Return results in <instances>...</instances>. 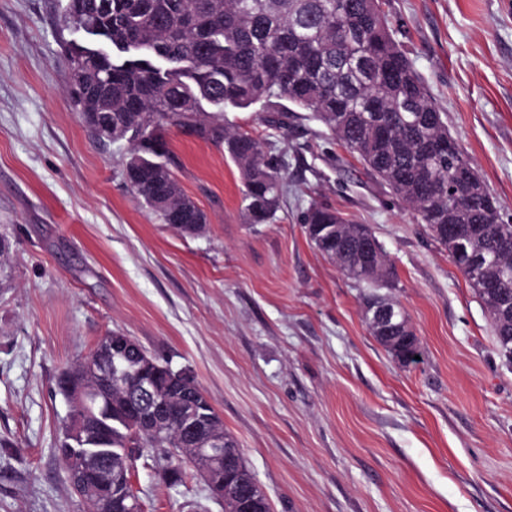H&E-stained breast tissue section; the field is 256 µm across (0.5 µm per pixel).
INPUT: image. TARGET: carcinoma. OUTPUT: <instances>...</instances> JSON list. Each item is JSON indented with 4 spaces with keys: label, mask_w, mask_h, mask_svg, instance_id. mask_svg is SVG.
<instances>
[{
    "label": "carcinoma",
    "mask_w": 512,
    "mask_h": 512,
    "mask_svg": "<svg viewBox=\"0 0 512 512\" xmlns=\"http://www.w3.org/2000/svg\"><path fill=\"white\" fill-rule=\"evenodd\" d=\"M65 21L102 41L98 47L71 41L65 50L69 96L96 138L125 140L142 163L125 171L138 202L181 234L195 233L206 214L181 189L169 167L164 129L199 127L224 146L243 185L246 222L272 220L286 192L281 168L247 132L198 120L207 104L214 112L273 107L288 100L308 112L368 171L412 210L416 222L454 258L456 240L465 238L479 253L484 272L467 280L492 319L495 343L512 364V224L460 147L448 151L447 113L425 84L381 10V0H66ZM317 250L358 286L393 288L394 272L370 228L348 222L336 210L311 205L303 216ZM496 283L497 294L483 288ZM369 307L389 306L397 325L409 327L397 303L377 293L364 297ZM369 331L403 365L396 340ZM98 359L130 375L141 368L133 352L116 351L100 340L85 360L64 371L58 387L90 386L82 403H71L63 439L54 448L72 474L83 448L113 449L112 480L98 485L85 470L84 484L98 487L86 499L89 512H126L139 495L132 469L140 458L152 461L170 485L185 469L196 470L191 444L177 429L152 427L134 413L117 385L88 377L86 362ZM172 412L192 403L203 434L224 437V473L257 485L237 440L193 377L160 371Z\"/></svg>",
    "instance_id": "obj_1"
}]
</instances>
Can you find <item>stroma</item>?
<instances>
[{
  "label": "stroma",
  "mask_w": 512,
  "mask_h": 512,
  "mask_svg": "<svg viewBox=\"0 0 512 512\" xmlns=\"http://www.w3.org/2000/svg\"><path fill=\"white\" fill-rule=\"evenodd\" d=\"M65 0H0V512H87L53 450L60 374L118 331L187 370L273 512H512V367L463 273L309 113L263 105L204 122L250 133L287 177L247 223L235 165L172 127L170 167L209 222L173 231L124 177L127 142L89 135L66 93ZM448 128L512 221V0H383ZM315 203L370 225L421 343L403 366L370 334L364 291L309 241ZM146 512H224L203 480L137 461Z\"/></svg>",
  "instance_id": "obj_1"
}]
</instances>
